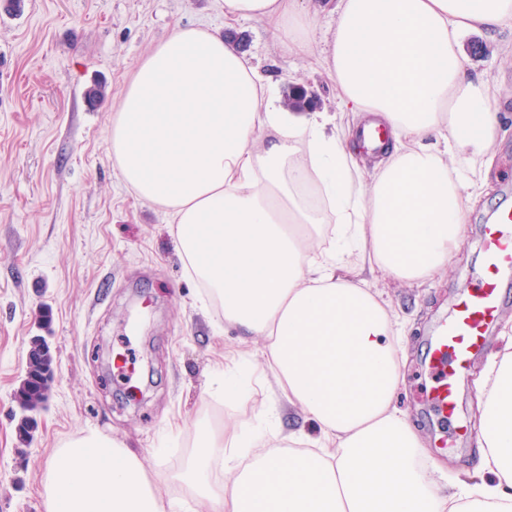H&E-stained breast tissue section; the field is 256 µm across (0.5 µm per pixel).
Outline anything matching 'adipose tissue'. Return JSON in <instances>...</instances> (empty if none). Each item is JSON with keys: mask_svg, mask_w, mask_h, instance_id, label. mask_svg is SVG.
<instances>
[{"mask_svg": "<svg viewBox=\"0 0 512 512\" xmlns=\"http://www.w3.org/2000/svg\"><path fill=\"white\" fill-rule=\"evenodd\" d=\"M319 49L301 0H224L227 22L288 32L314 54L347 121L293 112L222 34L180 27L137 65L112 115V162L166 212L190 276L240 345L215 381L257 396L251 432L202 419L182 469L147 468L96 430L66 440L42 476V512H512V318L476 382V464L451 474L399 408L406 325L370 288L448 272L480 191L504 88L460 44L512 32V0H337ZM386 127L374 158L365 123ZM300 414L315 432L287 429ZM181 489V497L164 487Z\"/></svg>", "mask_w": 512, "mask_h": 512, "instance_id": "ef3b65f1", "label": "adipose tissue"}]
</instances>
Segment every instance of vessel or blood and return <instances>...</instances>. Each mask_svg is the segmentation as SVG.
Segmentation results:
<instances>
[{"label": "vessel or blood", "mask_w": 512, "mask_h": 512, "mask_svg": "<svg viewBox=\"0 0 512 512\" xmlns=\"http://www.w3.org/2000/svg\"><path fill=\"white\" fill-rule=\"evenodd\" d=\"M485 274L474 291L462 294L447 319L433 329L428 349L429 400L443 426L462 436L457 383L486 348L489 328L499 319L504 286L512 282V206L498 209L486 225Z\"/></svg>", "instance_id": "b4317fda"}]
</instances>
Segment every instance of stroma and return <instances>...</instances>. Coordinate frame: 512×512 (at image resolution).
I'll return each instance as SVG.
<instances>
[{
    "label": "stroma",
    "instance_id": "1",
    "mask_svg": "<svg viewBox=\"0 0 512 512\" xmlns=\"http://www.w3.org/2000/svg\"><path fill=\"white\" fill-rule=\"evenodd\" d=\"M177 27L223 30L224 0H0V512H40L44 465L55 448L95 429L129 443L146 465L182 467L196 418L247 426L258 404L226 411L213 361L239 332L220 307L201 306L202 286L174 250L169 216L143 205L112 163V110L137 63ZM244 53L280 95L301 88L336 109L335 84L288 52L269 25L242 20ZM512 34L469 35L463 61L512 95L501 46ZM103 87L90 103L88 92ZM493 190L470 214L462 254L432 287H375L414 324L399 405L436 439L425 395L427 336L454 298L480 277L484 221L512 203V132L498 140ZM53 356L49 399L21 441L14 394L32 337ZM135 371L116 374L117 354Z\"/></svg>",
    "mask_w": 512,
    "mask_h": 512
}]
</instances>
